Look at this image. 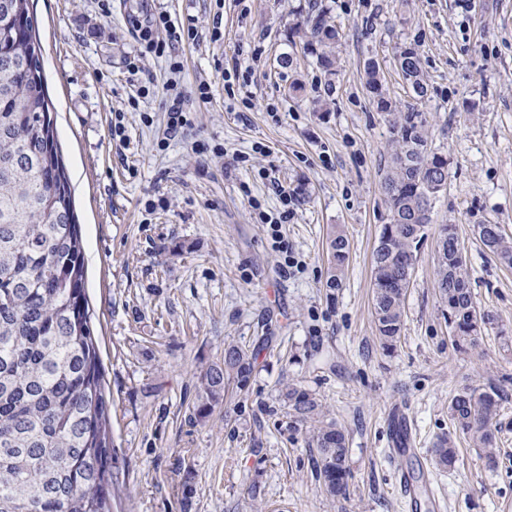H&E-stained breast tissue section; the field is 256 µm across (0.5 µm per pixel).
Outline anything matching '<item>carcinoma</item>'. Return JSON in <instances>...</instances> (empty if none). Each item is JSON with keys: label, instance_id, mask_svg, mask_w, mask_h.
Listing matches in <instances>:
<instances>
[{"label": "carcinoma", "instance_id": "cac0c4a2", "mask_svg": "<svg viewBox=\"0 0 512 512\" xmlns=\"http://www.w3.org/2000/svg\"><path fill=\"white\" fill-rule=\"evenodd\" d=\"M13 20L0 18V512H111L118 481L113 471L108 402L97 341L89 320L81 227L72 205L30 15L31 0H12ZM305 39L319 65L336 73L332 46L339 31L317 7L290 28ZM403 83L415 98L427 87L416 49L396 58ZM364 84L380 112L389 116L390 142L383 190L388 221L381 225L372 257L373 315L378 336L391 349L404 325V306L420 244L432 223L433 204L448 185V157L429 144L427 113L393 102L378 65L365 67ZM486 250L512 267V236L498 224H479ZM348 238H329L334 274L349 257ZM435 279L447 307L452 345L466 353L479 347L481 327L494 322L476 309L466 257L452 224L440 225ZM256 351L224 345V365L199 377L196 414L207 417L226 384L247 388ZM284 398L297 421L313 425L317 476L327 494L349 489V440L335 421L316 422L321 404L307 390L288 386ZM501 394L465 386L451 398L456 430L493 459L500 430ZM433 463L452 469L457 448L440 437Z\"/></svg>", "mask_w": 512, "mask_h": 512}]
</instances>
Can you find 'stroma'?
Listing matches in <instances>:
<instances>
[{
	"label": "stroma",
	"mask_w": 512,
	"mask_h": 512,
	"mask_svg": "<svg viewBox=\"0 0 512 512\" xmlns=\"http://www.w3.org/2000/svg\"><path fill=\"white\" fill-rule=\"evenodd\" d=\"M320 2L341 34L332 73L288 36L310 0H109L107 17L98 0H34L109 401L112 512H402L398 475L422 470L446 512H512V346L488 329L477 352H457L433 275L438 227L456 225L478 309L512 331V268L476 233L512 235V0ZM162 13L194 22L197 38L141 54V26ZM406 46L421 55L419 107L449 176L386 350L371 260L390 133L362 75L376 61L389 97L409 102L395 67ZM237 66L252 69L249 89L225 87ZM201 80L210 100L189 101L170 135L175 91ZM280 185L298 201L276 240L256 213L281 211ZM335 228L350 253L331 288ZM231 340L260 349L248 390L227 386L196 418L199 375ZM291 384L348 434L346 495L327 496L316 476L310 434L283 400ZM466 385L504 391L496 461L463 438L456 469L441 471L431 449ZM396 408L415 450L393 459Z\"/></svg>",
	"instance_id": "1"
}]
</instances>
